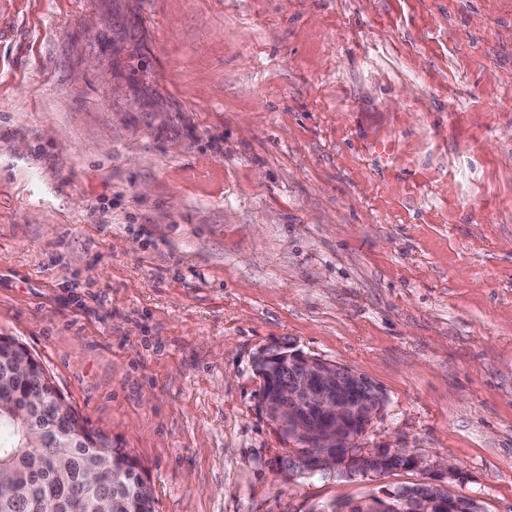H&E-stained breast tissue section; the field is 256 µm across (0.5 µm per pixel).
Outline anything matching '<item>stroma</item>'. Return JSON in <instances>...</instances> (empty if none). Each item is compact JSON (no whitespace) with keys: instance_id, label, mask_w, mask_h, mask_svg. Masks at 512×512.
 <instances>
[{"instance_id":"1","label":"stroma","mask_w":512,"mask_h":512,"mask_svg":"<svg viewBox=\"0 0 512 512\" xmlns=\"http://www.w3.org/2000/svg\"><path fill=\"white\" fill-rule=\"evenodd\" d=\"M0 336L138 458L154 512L449 480L512 512V0H0ZM277 346L420 457L292 475ZM362 470H360L358 467L355 466V464H347L342 467H339L336 472H338L341 475H348L351 476L352 474H362L365 475L368 472H373L377 474H385L388 473L394 469L398 468H414L409 462L404 460V458H401L400 456H397L396 458L388 461H382V462H364L361 466Z\"/></svg>"}]
</instances>
